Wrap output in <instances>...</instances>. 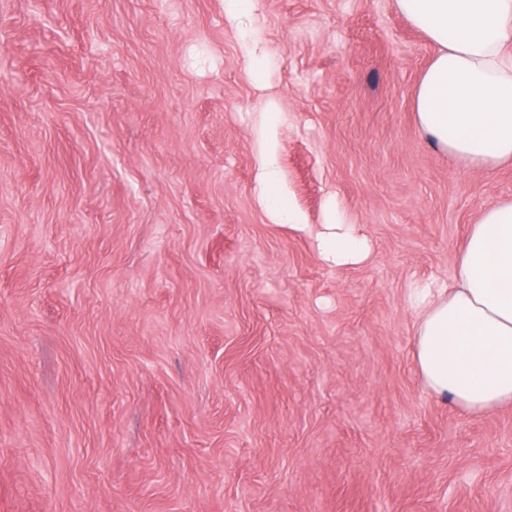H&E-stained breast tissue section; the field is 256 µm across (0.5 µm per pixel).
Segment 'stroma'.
<instances>
[{"instance_id":"1","label":"stroma","mask_w":512,"mask_h":512,"mask_svg":"<svg viewBox=\"0 0 512 512\" xmlns=\"http://www.w3.org/2000/svg\"><path fill=\"white\" fill-rule=\"evenodd\" d=\"M395 0H0V512H512V408L431 394L406 292L512 165L420 131ZM372 245L326 266L259 206ZM265 148L259 174V201L263 205H272L273 210L280 212L275 199L282 196L277 163L274 157L272 142L265 137Z\"/></svg>"}]
</instances>
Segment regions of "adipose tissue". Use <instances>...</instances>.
<instances>
[{"instance_id": "obj_1", "label": "adipose tissue", "mask_w": 512, "mask_h": 512, "mask_svg": "<svg viewBox=\"0 0 512 512\" xmlns=\"http://www.w3.org/2000/svg\"><path fill=\"white\" fill-rule=\"evenodd\" d=\"M438 52L417 91L420 130L464 165L512 164V0H397ZM331 267L372 249L353 224H297ZM414 361L435 396L470 416L512 407V202L487 206L449 283L411 286Z\"/></svg>"}]
</instances>
